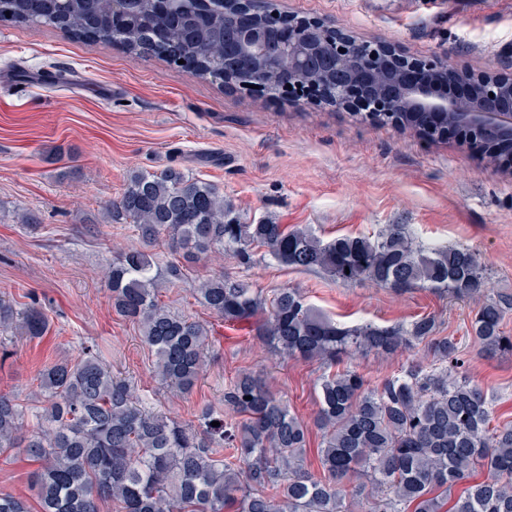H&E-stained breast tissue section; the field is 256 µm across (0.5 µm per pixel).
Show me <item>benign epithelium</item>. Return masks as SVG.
<instances>
[{
    "label": "benign epithelium",
    "mask_w": 512,
    "mask_h": 512,
    "mask_svg": "<svg viewBox=\"0 0 512 512\" xmlns=\"http://www.w3.org/2000/svg\"><path fill=\"white\" fill-rule=\"evenodd\" d=\"M247 0H238L236 25L224 37L230 59L248 71L260 63L268 69L288 56V76L271 90L324 104V92L313 81L318 74L336 78L335 108L350 112L403 110L455 112L460 120L479 130L512 141V79L489 74H466L462 79L480 89L471 98H457L448 87L432 79L433 64L409 58L385 43H376L370 58L354 68L347 61L354 39L324 21L280 15V23L268 26L251 16Z\"/></svg>",
    "instance_id": "obj_1"
}]
</instances>
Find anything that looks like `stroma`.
Listing matches in <instances>:
<instances>
[{
  "label": "stroma",
  "instance_id": "1",
  "mask_svg": "<svg viewBox=\"0 0 512 512\" xmlns=\"http://www.w3.org/2000/svg\"><path fill=\"white\" fill-rule=\"evenodd\" d=\"M281 11L329 22L360 40H383L405 54L479 73L512 76V0H277ZM175 167L213 184L247 218L307 227L324 240L371 236L407 225L425 243L477 249L492 293H512V175L456 141L435 142L392 124L192 76L120 44L75 40L52 26L0 24V294L17 308L36 304L49 330L39 339L0 332V392L32 406L44 365L77 358L98 343L114 374L131 380L152 408L183 422L224 406L239 373L262 376L306 425L305 469L322 477L313 423L318 387L331 371L319 360L284 357L252 330L226 327L198 303L199 280L219 272L269 291L295 287L342 325L379 326L435 317L441 335L462 342L460 370L493 401L492 424L512 421V355L482 356L467 336L472 303L426 289L398 294L363 281L259 260L193 264L186 280L161 285L172 311L207 322L214 345L192 392L163 388L154 354L136 325L112 310L105 266L138 245L108 208L133 172ZM36 215L38 229L17 224ZM424 348L357 352L344 366L374 388L402 366L429 362ZM33 463L0 455V492L35 501Z\"/></svg>",
  "mask_w": 512,
  "mask_h": 512
}]
</instances>
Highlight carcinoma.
<instances>
[{
  "instance_id": "carcinoma-1",
  "label": "carcinoma",
  "mask_w": 512,
  "mask_h": 512,
  "mask_svg": "<svg viewBox=\"0 0 512 512\" xmlns=\"http://www.w3.org/2000/svg\"><path fill=\"white\" fill-rule=\"evenodd\" d=\"M135 18L112 10V0H0V15L44 24L78 39L122 44L134 55L170 62L185 59L201 78L222 80L224 22L232 5L209 0H137ZM237 82L273 84L262 72H231ZM355 117L407 126L409 112H359ZM472 142L492 161V140L471 131ZM112 220L131 221L146 244L163 238L183 261L158 269L152 255L131 248L109 264L106 287L115 313L141 329L155 355L154 376L188 393L206 366L209 326L169 309L158 298L159 278H187V264L229 255L243 266L256 255L296 270H323L344 283L371 281L395 292L415 288L473 300L471 335L488 353L512 354L503 322L512 295L490 296L479 253L469 247H426L405 224H391L375 238L343 236L325 242L307 229L243 218L216 187L167 167L132 175L112 201ZM198 300L229 323L256 320V334L274 351L333 364L360 350L394 351L423 346L433 363L403 367L374 389L354 370L322 378L315 424L321 431L323 477L304 468L307 427L258 378L242 373L224 388V405L243 420L224 418L210 406L197 423L158 413L85 349L77 360L60 358L39 372L27 408L0 393V453L18 448L39 464L31 481L39 512H350L346 487L373 512H441L457 483L482 469L488 478L451 500L448 512H512V422L489 428L492 402L467 377L454 372L459 344L439 335L436 319L409 324L341 326L308 304L297 288L268 295L247 280L222 273L199 282ZM38 339L49 328L46 313L18 310L0 296V329ZM33 416L36 427L25 429ZM219 426H212V422ZM0 512H30L27 502L0 493Z\"/></svg>"
}]
</instances>
